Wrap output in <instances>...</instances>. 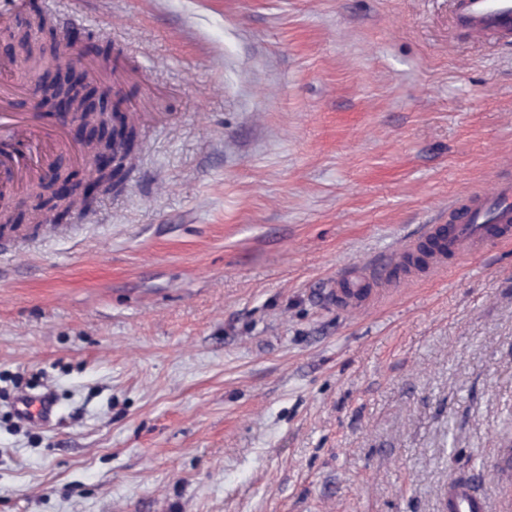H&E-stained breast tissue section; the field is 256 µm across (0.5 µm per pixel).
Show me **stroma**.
Segmentation results:
<instances>
[{
	"label": "stroma",
	"mask_w": 512,
	"mask_h": 512,
	"mask_svg": "<svg viewBox=\"0 0 512 512\" xmlns=\"http://www.w3.org/2000/svg\"><path fill=\"white\" fill-rule=\"evenodd\" d=\"M38 5L111 46L141 150L0 238V512H445L455 476L512 512V243L333 292L512 177V40L452 0ZM375 279L381 283L383 281L377 279L375 276H373L370 272H361V271H354L350 273L345 281L342 283L336 285V295L338 297L345 298L344 295V288L348 289V293L351 296L350 298H347V301L351 303L353 300L359 298L362 296V289H365L368 280ZM19 404L21 407L18 410L24 416L38 421H44L50 416L54 408V404L46 398L22 397Z\"/></svg>",
	"instance_id": "1"
}]
</instances>
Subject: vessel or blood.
I'll return each instance as SVG.
<instances>
[{"label":"vessel or blood","mask_w":512,"mask_h":512,"mask_svg":"<svg viewBox=\"0 0 512 512\" xmlns=\"http://www.w3.org/2000/svg\"><path fill=\"white\" fill-rule=\"evenodd\" d=\"M457 19L473 37L482 38L494 32L512 30V0H456ZM7 90L0 88V127L27 141L32 150L44 147L45 132L32 116L13 111ZM454 224L448 229V247L455 254L483 252L488 244L484 223L493 219L500 227L501 239L512 238V182L499 181L489 190H475L454 200L448 207ZM24 416L42 421L54 405L44 398H21Z\"/></svg>","instance_id":"b4317fda"}]
</instances>
